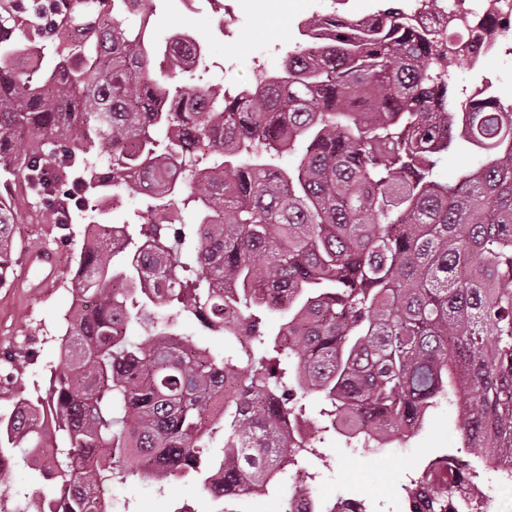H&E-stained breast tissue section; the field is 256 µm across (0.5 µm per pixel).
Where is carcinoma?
Instances as JSON below:
<instances>
[{
	"mask_svg": "<svg viewBox=\"0 0 512 512\" xmlns=\"http://www.w3.org/2000/svg\"><path fill=\"white\" fill-rule=\"evenodd\" d=\"M136 1L155 14L156 0L0 10V26L53 27L49 64L0 39V285L16 196L80 236L46 393L0 414L1 456L32 458L55 433L15 512H129L105 486L130 479L278 493L279 474L318 457L286 434L310 390L321 430L365 448L414 435L446 400L461 447L512 480V112L454 96L455 43L405 0L299 24L280 73L234 92L172 85L200 67L194 37L124 26ZM458 143L482 163L442 182ZM104 189L108 204L151 199L115 244L91 203ZM444 472L416 484L415 512H448L453 485L430 481Z\"/></svg>",
	"mask_w": 512,
	"mask_h": 512,
	"instance_id": "cac0c4a2",
	"label": "carcinoma"
}]
</instances>
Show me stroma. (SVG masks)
Here are the masks:
<instances>
[{
  "label": "stroma",
  "mask_w": 512,
  "mask_h": 512,
  "mask_svg": "<svg viewBox=\"0 0 512 512\" xmlns=\"http://www.w3.org/2000/svg\"><path fill=\"white\" fill-rule=\"evenodd\" d=\"M379 0H288L281 9H272L261 0L258 9L227 20L218 28V15L210 7H190L182 0H159L151 18L150 34L156 41L172 33H192L204 46L212 67L208 78L225 85L254 86L260 74L281 69L282 57L296 38V14L334 11L357 18L376 11ZM501 51L483 59L480 68L462 61L457 71L461 81L474 82L480 75L492 77L503 98L512 99V31L500 39ZM15 236L27 250L53 251L58 273L50 287L34 291L21 280L0 288V353L29 352L22 384L27 391L45 390L48 366L58 355V335L64 327V314L70 297L62 287L76 272L74 246L56 247L46 225L20 217ZM459 418L455 406L441 403L411 439L384 448L367 450L346 447L341 436H329L313 460L314 488L321 498L343 497L362 501L367 512H409L408 495L429 463L448 455L459 457L471 467V478L494 499V512H512V492L499 494L503 483L499 472L480 468L476 451L458 448ZM30 462L15 456L10 467L0 471V512H10L13 504L31 488ZM106 493L116 501L128 502L131 512H175L188 505L192 512H282L280 497L255 495L244 501L220 504L201 492L192 482H176L158 487L154 482H113Z\"/></svg>",
  "instance_id": "obj_1"
}]
</instances>
